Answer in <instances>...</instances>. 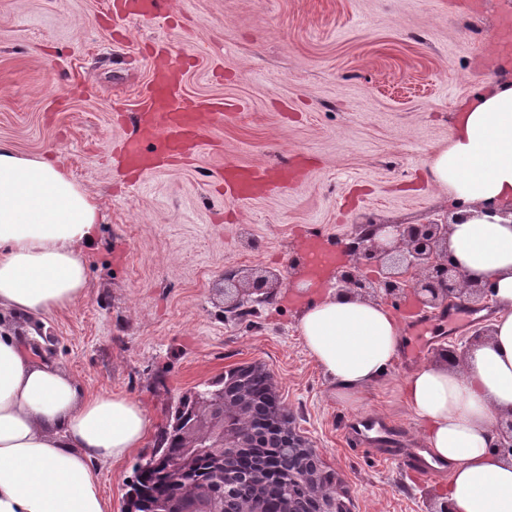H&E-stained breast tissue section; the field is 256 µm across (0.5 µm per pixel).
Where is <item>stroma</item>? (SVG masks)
<instances>
[{
    "mask_svg": "<svg viewBox=\"0 0 512 512\" xmlns=\"http://www.w3.org/2000/svg\"><path fill=\"white\" fill-rule=\"evenodd\" d=\"M107 0H0V141L57 159L96 197L102 215L84 298L19 328L84 393H122L147 410L150 436L171 405L225 370L272 375L293 427L315 449L340 512H424L443 501L447 473L421 475L349 442L348 427L378 417L402 454L425 447L399 384L445 349L464 354L494 316L470 307L391 303L404 350L361 404L337 400L308 355L298 321L314 290L303 242L331 248L357 224H422L448 214L425 164L450 139L454 112L482 75H512L490 56L512 0H164L150 21L115 17ZM170 48L184 90L224 102L191 161L136 178L114 148L132 130L138 92ZM299 171L252 200L224 192L226 166ZM281 276L272 299L240 317L224 309V273ZM99 468L110 512H126L135 468L149 455Z\"/></svg>",
    "mask_w": 512,
    "mask_h": 512,
    "instance_id": "stroma-1",
    "label": "stroma"
}]
</instances>
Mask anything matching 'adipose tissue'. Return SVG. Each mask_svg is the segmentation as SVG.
<instances>
[{
	"mask_svg": "<svg viewBox=\"0 0 512 512\" xmlns=\"http://www.w3.org/2000/svg\"><path fill=\"white\" fill-rule=\"evenodd\" d=\"M426 177L466 214L452 225L448 249L466 275L492 282L497 315L461 367H418L401 390L428 457L448 467L454 512H512V461L493 449L512 414V222L501 215L512 207L511 77L487 76L462 103ZM100 222L97 200L63 166L0 142V512H109L99 465L126 460L149 433L139 401L82 395L13 324L84 298ZM298 330L337 398L351 405L388 371L403 333L382 304L332 289L309 303Z\"/></svg>",
	"mask_w": 512,
	"mask_h": 512,
	"instance_id": "adipose-tissue-1",
	"label": "adipose tissue"
}]
</instances>
